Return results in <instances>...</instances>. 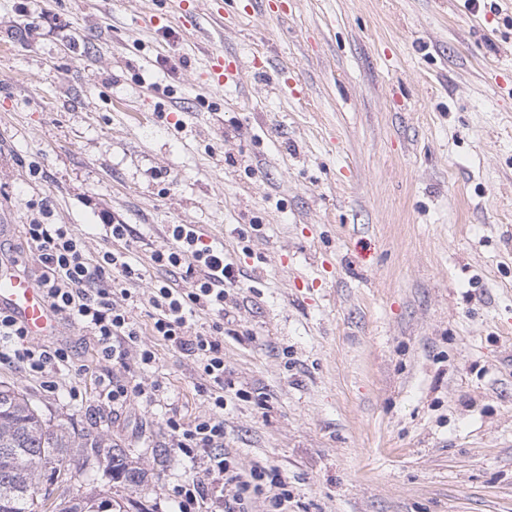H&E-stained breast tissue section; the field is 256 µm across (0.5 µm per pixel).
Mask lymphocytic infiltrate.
<instances>
[{
  "label": "lymphocytic infiltrate",
  "mask_w": 512,
  "mask_h": 512,
  "mask_svg": "<svg viewBox=\"0 0 512 512\" xmlns=\"http://www.w3.org/2000/svg\"><path fill=\"white\" fill-rule=\"evenodd\" d=\"M25 234L39 268L34 281L42 288L52 310L64 322L81 325L99 347L101 359L111 366H126L130 354L147 366L155 356L140 347V328L127 305L115 300L119 286L140 278L141 272L121 250L89 256L82 240L67 224L26 225ZM173 244L155 252L156 269H184V287L156 285L148 304L152 309V333L192 356L212 389L211 414L193 421L172 415L166 418L175 448L189 459L205 453L208 465L203 477L178 485L174 491L178 512H194L199 500L216 494L226 497L224 512H250L251 502L263 496L266 512H288L291 495L279 469L265 463L239 471L231 452L224 449V286L235 281L232 264L221 250L205 244L187 224L175 225ZM213 317L207 331L196 326L199 312ZM66 350L35 346L26 329L0 311V363L18 364L40 376L67 366Z\"/></svg>",
  "instance_id": "obj_1"
}]
</instances>
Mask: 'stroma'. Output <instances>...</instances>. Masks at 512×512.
<instances>
[{"mask_svg": "<svg viewBox=\"0 0 512 512\" xmlns=\"http://www.w3.org/2000/svg\"><path fill=\"white\" fill-rule=\"evenodd\" d=\"M272 2L209 0L191 32L159 0H0V265L36 273L35 221L106 250L108 217L130 227L137 296L181 283L150 255L194 225L237 276L224 444L242 470L277 466L290 512H512V0ZM214 50L238 82L206 81ZM132 315L152 405L102 408L129 374L77 324L48 341L77 367L58 390L0 365L148 472L131 488L66 459L42 512L100 490L174 512L197 469L163 419L208 397Z\"/></svg>", "mask_w": 512, "mask_h": 512, "instance_id": "obj_1", "label": "stroma"}]
</instances>
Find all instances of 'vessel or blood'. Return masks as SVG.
<instances>
[{"instance_id":"1","label":"vessel or blood","mask_w":512,"mask_h":512,"mask_svg":"<svg viewBox=\"0 0 512 512\" xmlns=\"http://www.w3.org/2000/svg\"><path fill=\"white\" fill-rule=\"evenodd\" d=\"M209 80L217 85L239 79L238 71L224 68V54L214 51L210 55ZM6 311L27 330L31 340L42 341L57 335L60 327L42 289L33 280L12 268L0 270V311Z\"/></svg>"}]
</instances>
